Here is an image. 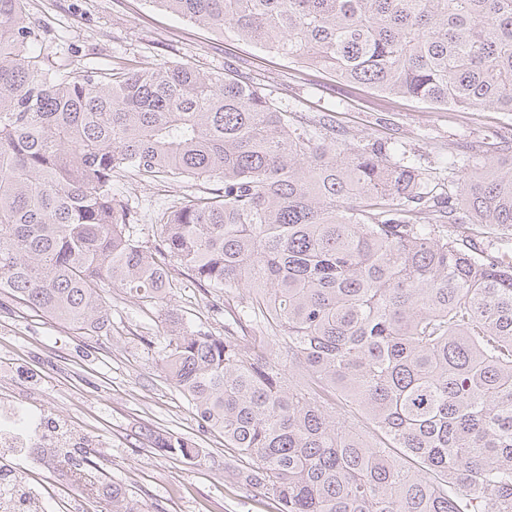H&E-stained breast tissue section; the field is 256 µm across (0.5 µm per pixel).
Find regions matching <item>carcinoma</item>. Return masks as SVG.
Segmentation results:
<instances>
[{"mask_svg": "<svg viewBox=\"0 0 512 512\" xmlns=\"http://www.w3.org/2000/svg\"><path fill=\"white\" fill-rule=\"evenodd\" d=\"M150 2L384 94L512 112V0ZM41 42L26 0H0V292L101 336L106 288L163 306L178 267L216 297L245 290L233 323L252 335L171 308L161 366L278 512H512V268L430 217L512 227V158L456 207L394 146L310 135L229 73L77 71ZM127 173L223 191L171 207L150 249L113 190Z\"/></svg>", "mask_w": 512, "mask_h": 512, "instance_id": "1", "label": "carcinoma"}]
</instances>
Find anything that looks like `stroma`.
Here are the masks:
<instances>
[{
    "instance_id": "1",
    "label": "stroma",
    "mask_w": 512,
    "mask_h": 512,
    "mask_svg": "<svg viewBox=\"0 0 512 512\" xmlns=\"http://www.w3.org/2000/svg\"><path fill=\"white\" fill-rule=\"evenodd\" d=\"M45 34L43 49L73 69L112 64H188L203 73L237 70L261 87L299 128L333 125L337 145L387 142L395 162L431 173L452 194L485 162L512 157V112L491 107L436 108L409 97L380 94L349 84L258 46L218 35L151 0H28ZM214 183H157L117 178L114 189L127 202L146 246L159 234L158 217L175 203ZM448 236L463 249L480 244L491 262L512 257V228L451 224ZM172 304L186 322L223 331L239 291L226 306L188 277H181ZM112 331L80 336L69 326L0 298V399L50 413L74 442L90 440L91 459L109 487L90 486L63 475L49 458L13 454L9 465L22 478L42 512H112V490L126 493L127 512H276L270 495L241 483L244 466L223 438L202 428L188 401L164 378L158 336L164 308L151 309L117 288L102 293ZM173 434L200 454L192 460L150 448L141 429Z\"/></svg>"
}]
</instances>
